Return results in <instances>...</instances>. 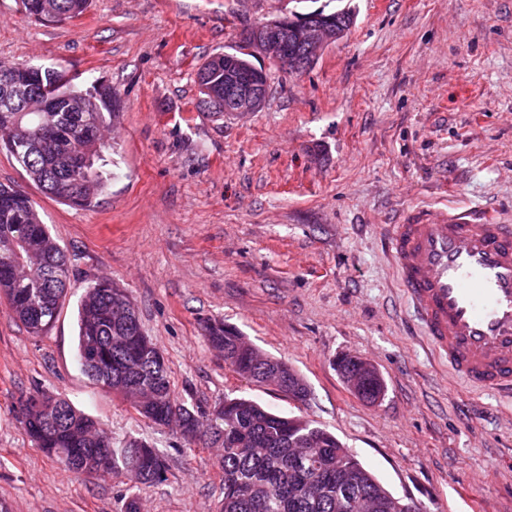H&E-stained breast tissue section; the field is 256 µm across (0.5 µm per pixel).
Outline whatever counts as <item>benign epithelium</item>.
Segmentation results:
<instances>
[{"label":"benign epithelium","mask_w":512,"mask_h":512,"mask_svg":"<svg viewBox=\"0 0 512 512\" xmlns=\"http://www.w3.org/2000/svg\"><path fill=\"white\" fill-rule=\"evenodd\" d=\"M332 22V17L318 12L308 17L292 15L286 19L278 17L267 20L246 31L245 49L251 55L273 57L296 71L302 67L303 60L286 53L285 45L302 46L306 48L308 55L314 56L345 35ZM267 87L266 72L256 67L240 69L228 63L224 64V97L231 98L229 111L234 114L259 110L264 103ZM352 360L357 364V370L344 373V378L352 391L357 392L364 377L376 373V369L362 357L354 356ZM285 370L288 375L280 381V385L288 387V396L295 402H305L308 392L298 387H289L290 382L296 380V373L288 366Z\"/></svg>","instance_id":"benign-epithelium-1"}]
</instances>
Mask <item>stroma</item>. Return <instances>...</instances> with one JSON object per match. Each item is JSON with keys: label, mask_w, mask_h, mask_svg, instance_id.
Instances as JSON below:
<instances>
[{"label": "stroma", "mask_w": 512, "mask_h": 512, "mask_svg": "<svg viewBox=\"0 0 512 512\" xmlns=\"http://www.w3.org/2000/svg\"><path fill=\"white\" fill-rule=\"evenodd\" d=\"M354 6V26L299 75L257 58L259 111H208L196 81L242 32L295 11ZM111 85L112 181L87 209L47 195L6 153L69 261L52 327L31 335L0 299V501L7 512H121L125 475L61 470L13 407L66 397L113 446L165 452L140 512H216L220 448L186 445L93 384L77 360V307L107 277L162 351L175 397L244 396L326 426L394 496L421 512H512V401L473 390L416 333L385 257L388 227L474 208L512 224V0H92L43 23L0 0V61ZM224 320L287 362L310 397L240 378L203 337ZM361 356L386 383L359 399L336 368Z\"/></svg>", "instance_id": "1"}]
</instances>
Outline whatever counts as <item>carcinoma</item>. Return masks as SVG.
Instances as JSON below:
<instances>
[{"label": "carcinoma", "mask_w": 512, "mask_h": 512, "mask_svg": "<svg viewBox=\"0 0 512 512\" xmlns=\"http://www.w3.org/2000/svg\"><path fill=\"white\" fill-rule=\"evenodd\" d=\"M25 13L46 23L82 15L89 0H27ZM201 88L224 90V55L197 69ZM14 92H0V149L17 162L44 192L69 205L88 208L107 190L111 173L104 152L112 141L97 132L112 128L119 102L112 86L95 82L84 89L63 70L15 65ZM46 93L47 112L27 111L26 94ZM88 161L86 175L75 182L72 150ZM69 263L65 252L41 223L34 203L20 189L0 185V297L34 336L55 321L66 290ZM78 361L87 377L135 404L134 387L150 381L154 403L139 415L158 426L176 423L189 444H220L224 498L218 512H352L345 493L375 497L377 512H419L416 505L393 496L356 456L325 427L300 416L275 413L253 399L227 397L218 412L188 408L171 392L165 359L143 332L127 293L102 278L93 282L77 311ZM205 339L224 351V360L245 380L262 382L265 363L255 350L241 351L242 336L221 321L206 323ZM361 399L374 403L384 392L375 376L363 384ZM53 407L56 425L27 411L22 423L35 445L65 471L110 478L124 474L140 490L164 482L167 456L142 440L114 448L94 470L80 468L75 458L103 447L96 422L62 397L41 393Z\"/></svg>", "instance_id": "cac0c4a2"}]
</instances>
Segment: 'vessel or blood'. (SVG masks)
Segmentation results:
<instances>
[{"label":"vessel or blood","mask_w":512,"mask_h":512,"mask_svg":"<svg viewBox=\"0 0 512 512\" xmlns=\"http://www.w3.org/2000/svg\"><path fill=\"white\" fill-rule=\"evenodd\" d=\"M388 255L429 350L512 398V224L467 213L392 225Z\"/></svg>","instance_id":"1"}]
</instances>
